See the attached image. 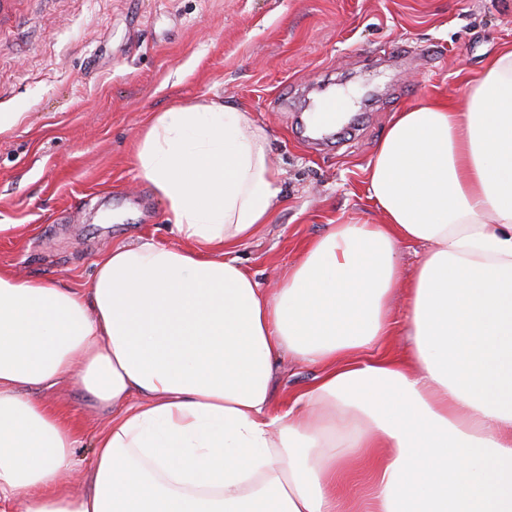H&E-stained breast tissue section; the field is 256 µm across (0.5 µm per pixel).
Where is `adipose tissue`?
Masks as SVG:
<instances>
[{"instance_id":"obj_1","label":"adipose tissue","mask_w":512,"mask_h":512,"mask_svg":"<svg viewBox=\"0 0 512 512\" xmlns=\"http://www.w3.org/2000/svg\"><path fill=\"white\" fill-rule=\"evenodd\" d=\"M136 164L180 246L112 247L83 288L0 268V512H512V46L396 114L382 223L327 225L271 292L234 255L282 191L248 112L153 114ZM284 353L321 373L278 410ZM71 375L110 414L77 496L79 431L41 398Z\"/></svg>"}]
</instances>
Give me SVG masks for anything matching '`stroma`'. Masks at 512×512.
<instances>
[{
  "instance_id": "stroma-1",
  "label": "stroma",
  "mask_w": 512,
  "mask_h": 512,
  "mask_svg": "<svg viewBox=\"0 0 512 512\" xmlns=\"http://www.w3.org/2000/svg\"><path fill=\"white\" fill-rule=\"evenodd\" d=\"M508 45L512 0H0V113L16 116L0 128V268L82 288L107 248L178 245L135 164L139 131L219 100L269 134L281 201L235 255L275 288L326 225L382 223L366 169L394 115L461 97ZM322 83L370 93L333 148L295 130ZM318 373L282 358L275 403ZM43 399L78 425L85 465L106 415L69 379Z\"/></svg>"
}]
</instances>
